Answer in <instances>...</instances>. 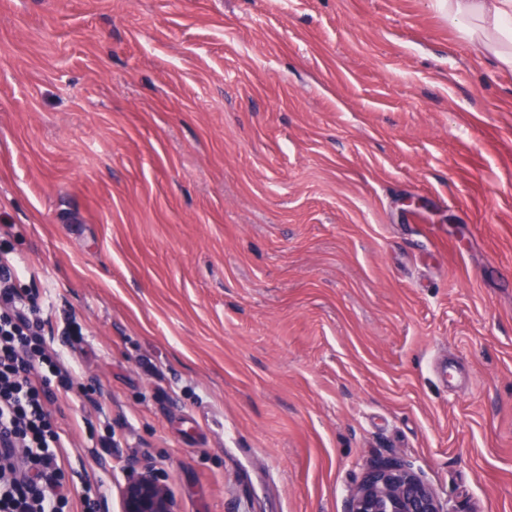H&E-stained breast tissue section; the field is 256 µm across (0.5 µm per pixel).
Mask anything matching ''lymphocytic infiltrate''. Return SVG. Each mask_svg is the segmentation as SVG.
Segmentation results:
<instances>
[{
	"label": "lymphocytic infiltrate",
	"mask_w": 512,
	"mask_h": 512,
	"mask_svg": "<svg viewBox=\"0 0 512 512\" xmlns=\"http://www.w3.org/2000/svg\"><path fill=\"white\" fill-rule=\"evenodd\" d=\"M10 253L0 240V447L16 452L0 470V512H63L61 435L48 406L72 376L44 334L36 296L15 287L24 271Z\"/></svg>",
	"instance_id": "obj_1"
}]
</instances>
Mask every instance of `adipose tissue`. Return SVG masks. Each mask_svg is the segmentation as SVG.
Listing matches in <instances>:
<instances>
[{
    "mask_svg": "<svg viewBox=\"0 0 512 512\" xmlns=\"http://www.w3.org/2000/svg\"><path fill=\"white\" fill-rule=\"evenodd\" d=\"M448 20L499 68L512 70V0H448Z\"/></svg>",
    "mask_w": 512,
    "mask_h": 512,
    "instance_id": "adipose-tissue-1",
    "label": "adipose tissue"
}]
</instances>
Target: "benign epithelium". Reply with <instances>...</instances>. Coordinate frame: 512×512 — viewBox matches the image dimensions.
Returning <instances> with one entry per match:
<instances>
[{
  "instance_id": "7a95c632",
  "label": "benign epithelium",
  "mask_w": 512,
  "mask_h": 512,
  "mask_svg": "<svg viewBox=\"0 0 512 512\" xmlns=\"http://www.w3.org/2000/svg\"><path fill=\"white\" fill-rule=\"evenodd\" d=\"M121 512H178L169 488L137 458L124 464ZM345 512H450L428 483L399 459L374 463L350 492Z\"/></svg>"
}]
</instances>
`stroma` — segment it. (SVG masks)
Returning a JSON list of instances; mask_svg holds the SVG:
<instances>
[{
    "instance_id": "1",
    "label": "stroma",
    "mask_w": 512,
    "mask_h": 512,
    "mask_svg": "<svg viewBox=\"0 0 512 512\" xmlns=\"http://www.w3.org/2000/svg\"><path fill=\"white\" fill-rule=\"evenodd\" d=\"M3 224L84 331L66 512L131 457L178 512L392 457L512 512V71L441 0H0Z\"/></svg>"
}]
</instances>
